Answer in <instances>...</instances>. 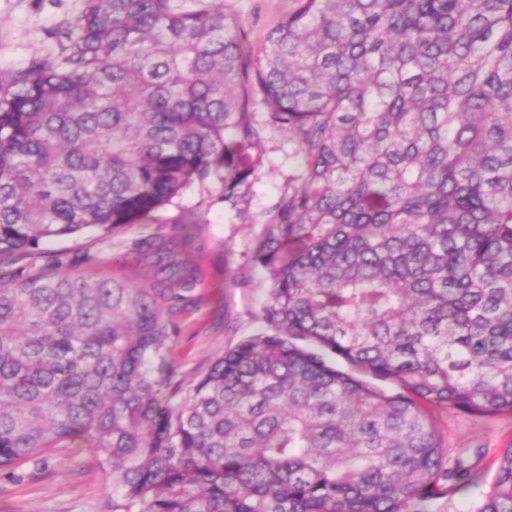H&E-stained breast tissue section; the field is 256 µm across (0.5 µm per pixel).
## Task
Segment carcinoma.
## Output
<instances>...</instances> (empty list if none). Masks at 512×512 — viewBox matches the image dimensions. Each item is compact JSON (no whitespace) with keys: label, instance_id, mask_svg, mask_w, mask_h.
<instances>
[{"label":"carcinoma","instance_id":"obj_1","mask_svg":"<svg viewBox=\"0 0 512 512\" xmlns=\"http://www.w3.org/2000/svg\"><path fill=\"white\" fill-rule=\"evenodd\" d=\"M294 2L256 48L224 0H86L0 74V473L89 448L112 512H512V448L482 489L434 417L512 414V0ZM210 180L261 225L264 301L191 380L162 306L192 215L127 252L147 288L12 271ZM268 148V154L253 187L254 210H260L276 198L288 177V134L274 131Z\"/></svg>","mask_w":512,"mask_h":512}]
</instances>
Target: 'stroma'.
<instances>
[{"mask_svg":"<svg viewBox=\"0 0 512 512\" xmlns=\"http://www.w3.org/2000/svg\"><path fill=\"white\" fill-rule=\"evenodd\" d=\"M293 6L294 0H224L225 12L246 26L257 47ZM84 7L85 0H0V73L20 69L35 56L59 55L67 27ZM287 175L288 136L276 131L253 187L254 209L278 196ZM185 211L199 220L187 259L201 275L182 301L163 306L169 324L165 357L180 378L202 371L235 336L250 334L252 314L262 299L258 282L243 286L234 280L240 268L251 264L249 244L260 227L241 223L225 210L220 182L193 185L161 211L160 222L129 224L107 239L89 233L47 241L31 257L38 266L139 286L144 272L126 263L125 252L138 239L173 235L171 220ZM437 428L448 460L470 458L482 449L478 474L485 485L502 452L512 448V415L507 413L474 416L443 410ZM111 501L112 481L86 448H56L0 475V512H108Z\"/></svg>","mask_w":512,"mask_h":512,"instance_id":"obj_1","label":"stroma"}]
</instances>
